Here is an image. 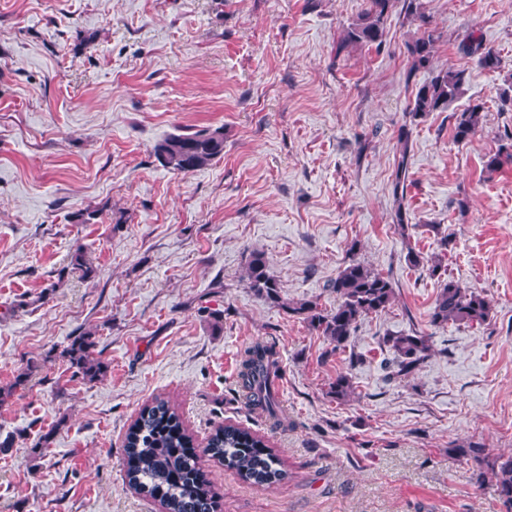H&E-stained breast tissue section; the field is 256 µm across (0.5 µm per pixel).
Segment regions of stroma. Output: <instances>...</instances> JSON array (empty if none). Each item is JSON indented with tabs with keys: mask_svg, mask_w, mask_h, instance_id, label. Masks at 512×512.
Returning <instances> with one entry per match:
<instances>
[{
	"mask_svg": "<svg viewBox=\"0 0 512 512\" xmlns=\"http://www.w3.org/2000/svg\"><path fill=\"white\" fill-rule=\"evenodd\" d=\"M423 2L442 34L434 69L466 81L416 120L408 105L429 74L408 72L416 28L398 2L385 47L343 50L365 0H0V512H162L129 486L123 452L158 396L223 512H506L494 479L476 483L448 450L512 454V165L485 169L512 132L499 98L512 0ZM468 33L499 69L458 53ZM473 103L483 119L456 141L454 115ZM206 127L223 128L222 158L180 174L155 157L170 135ZM79 249L90 274L71 266ZM255 249L284 300L332 308L327 285L352 257L388 275L396 299L333 353L247 288ZM449 281L490 300L487 323L431 324ZM414 331L431 355L392 377L382 339ZM83 333L102 380L64 355ZM258 342L279 361L278 425L238 383ZM340 373L357 388L347 403L330 393ZM227 423L268 441L282 481L254 484L210 456Z\"/></svg>",
	"mask_w": 512,
	"mask_h": 512,
	"instance_id": "35a3bbf8",
	"label": "stroma"
}]
</instances>
